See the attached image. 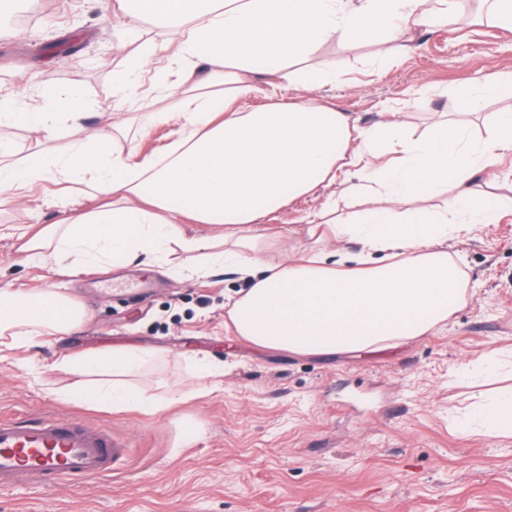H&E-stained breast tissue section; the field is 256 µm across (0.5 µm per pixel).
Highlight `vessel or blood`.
<instances>
[{
  "label": "vessel or blood",
  "instance_id": "obj_1",
  "mask_svg": "<svg viewBox=\"0 0 512 512\" xmlns=\"http://www.w3.org/2000/svg\"><path fill=\"white\" fill-rule=\"evenodd\" d=\"M128 454L111 429L62 414L0 416V490L36 483L51 489L107 478Z\"/></svg>",
  "mask_w": 512,
  "mask_h": 512
}]
</instances>
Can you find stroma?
Segmentation results:
<instances>
[{"label": "stroma", "instance_id": "obj_1", "mask_svg": "<svg viewBox=\"0 0 512 512\" xmlns=\"http://www.w3.org/2000/svg\"><path fill=\"white\" fill-rule=\"evenodd\" d=\"M402 41L406 52L381 69L369 64L370 41L321 44L317 54L337 79L313 100L335 102L364 126L380 112H403L420 133L434 113L455 111L457 87L512 74V30L464 10ZM150 46L143 103L183 76L166 28H125L103 0H45L40 22L0 34V94L27 105L56 87L77 91L92 135L115 99L113 72ZM82 190L44 182L26 205L0 198V289L54 285L87 313L67 335L29 349L0 346V415L57 412L109 425L130 457L107 480L0 491V512H512V436L460 426L476 402L512 386L505 370L463 376L488 353L512 356V210L478 235L449 240L468 285L443 325L381 353L314 355L238 336L226 303L240 283L230 274L184 279L164 267L112 266L70 277L26 260L16 228L52 222L57 210L45 198ZM330 195L346 206L333 185L257 230L278 234L284 252L301 249L310 215ZM144 275L159 288L118 285ZM115 347L154 351L133 378L146 398L182 391L185 399L155 413L70 399L82 379L60 369L59 357ZM201 360L223 375L199 378Z\"/></svg>", "mask_w": 512, "mask_h": 512}]
</instances>
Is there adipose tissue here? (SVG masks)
<instances>
[{
    "instance_id": "1",
    "label": "adipose tissue",
    "mask_w": 512,
    "mask_h": 512,
    "mask_svg": "<svg viewBox=\"0 0 512 512\" xmlns=\"http://www.w3.org/2000/svg\"><path fill=\"white\" fill-rule=\"evenodd\" d=\"M460 0H120L130 24L164 16L190 66L162 87L169 109L143 112L141 126L176 122L181 136L161 155L138 156L121 106L95 136L68 90L19 107L0 96V126L21 125L43 139L26 164L0 143V194L16 204L39 182H81V201L57 200L58 219L24 235L26 257L77 275L115 265L168 267L181 276L238 275L230 296L236 333L257 347L303 354L387 350L447 320L465 297V273L446 243L496 223L508 197H476L473 178L512 154V110L490 118L487 137L449 119L422 136L401 113L368 128L310 94L334 74L315 49L326 41H373V66L399 52L411 29L454 19ZM258 75L295 92L286 103L245 108ZM341 182L357 210L328 202L311 223L322 242L283 256L277 241L240 231L263 224L323 184ZM85 317L61 291L0 289V344L31 347L66 335ZM150 351L115 348L67 357L72 374L106 379L81 398L123 410L144 405L122 378Z\"/></svg>"
}]
</instances>
